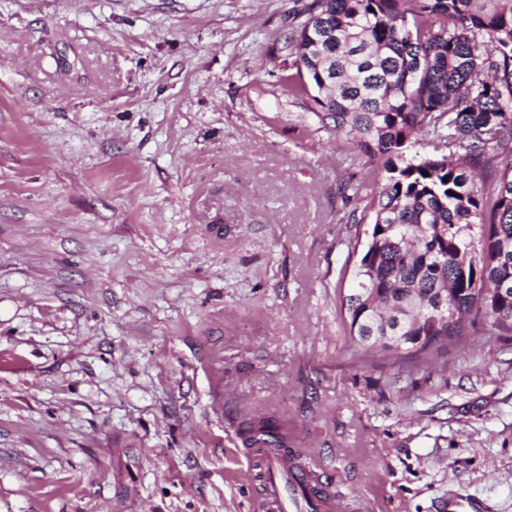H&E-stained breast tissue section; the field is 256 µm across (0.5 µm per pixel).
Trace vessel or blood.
Returning a JSON list of instances; mask_svg holds the SVG:
<instances>
[{
	"label": "vessel or blood",
	"mask_w": 512,
	"mask_h": 512,
	"mask_svg": "<svg viewBox=\"0 0 512 512\" xmlns=\"http://www.w3.org/2000/svg\"><path fill=\"white\" fill-rule=\"evenodd\" d=\"M280 446L263 443L246 449V456L261 471V496L265 512H337L335 494L324 482L323 469L305 460L300 449L287 447V434ZM436 512H489L476 496L453 494L438 501Z\"/></svg>",
	"instance_id": "vessel-or-blood-1"
}]
</instances>
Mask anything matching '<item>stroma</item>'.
<instances>
[{
  "mask_svg": "<svg viewBox=\"0 0 512 512\" xmlns=\"http://www.w3.org/2000/svg\"><path fill=\"white\" fill-rule=\"evenodd\" d=\"M311 0H0V512H263L278 420L370 512H512V332L352 342L366 158L283 82ZM436 512H488L487 503L476 496L455 493L438 501Z\"/></svg>",
  "mask_w": 512,
  "mask_h": 512,
  "instance_id": "1",
  "label": "stroma"
}]
</instances>
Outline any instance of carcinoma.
<instances>
[{"instance_id": "carcinoma-1", "label": "carcinoma", "mask_w": 512, "mask_h": 512, "mask_svg": "<svg viewBox=\"0 0 512 512\" xmlns=\"http://www.w3.org/2000/svg\"><path fill=\"white\" fill-rule=\"evenodd\" d=\"M288 33L289 95L370 168V235L341 313L398 362L481 326L512 331V0H313ZM435 154L407 156L415 133ZM278 422H255L258 442Z\"/></svg>"}]
</instances>
